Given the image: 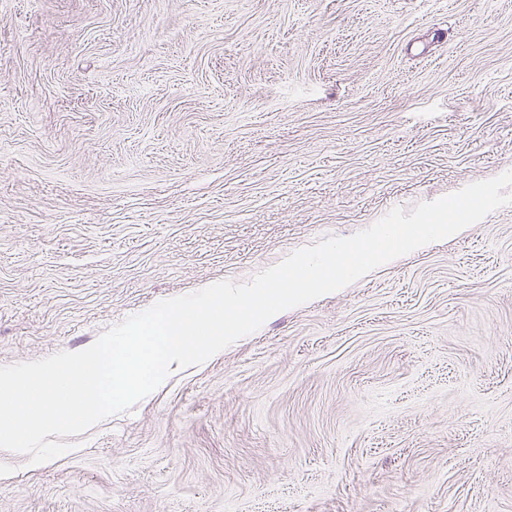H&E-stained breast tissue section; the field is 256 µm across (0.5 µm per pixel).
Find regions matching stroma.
I'll return each mask as SVG.
<instances>
[{"label": "stroma", "instance_id": "stroma-1", "mask_svg": "<svg viewBox=\"0 0 512 512\" xmlns=\"http://www.w3.org/2000/svg\"><path fill=\"white\" fill-rule=\"evenodd\" d=\"M512 170V0H0V366ZM0 512H512V204L271 317Z\"/></svg>", "mask_w": 512, "mask_h": 512}]
</instances>
